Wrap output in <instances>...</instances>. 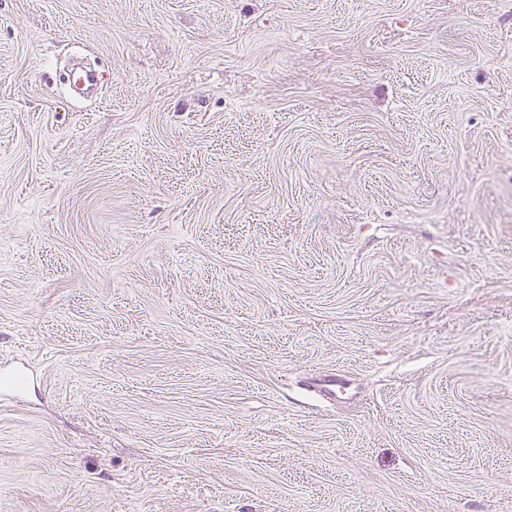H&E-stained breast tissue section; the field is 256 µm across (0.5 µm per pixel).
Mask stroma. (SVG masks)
Listing matches in <instances>:
<instances>
[{
    "instance_id": "35a3bbf8",
    "label": "stroma",
    "mask_w": 512,
    "mask_h": 512,
    "mask_svg": "<svg viewBox=\"0 0 512 512\" xmlns=\"http://www.w3.org/2000/svg\"><path fill=\"white\" fill-rule=\"evenodd\" d=\"M16 369L0 512H512V0H0ZM349 381L343 375L330 374L309 382V391L317 394L323 401L335 402L337 395L347 389Z\"/></svg>"
}]
</instances>
